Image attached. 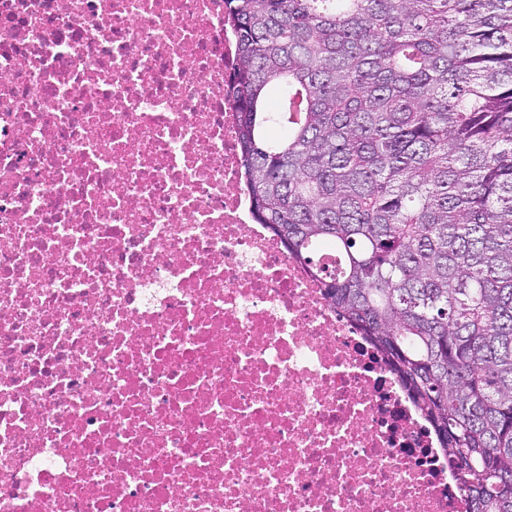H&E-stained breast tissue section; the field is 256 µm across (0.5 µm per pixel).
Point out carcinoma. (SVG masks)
Wrapping results in <instances>:
<instances>
[{"label": "carcinoma", "instance_id": "cac0c4a2", "mask_svg": "<svg viewBox=\"0 0 512 512\" xmlns=\"http://www.w3.org/2000/svg\"><path fill=\"white\" fill-rule=\"evenodd\" d=\"M224 13L254 221L381 354L470 512H512V0Z\"/></svg>", "mask_w": 512, "mask_h": 512}]
</instances>
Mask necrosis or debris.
I'll return each instance as SVG.
<instances>
[{"mask_svg":"<svg viewBox=\"0 0 512 512\" xmlns=\"http://www.w3.org/2000/svg\"><path fill=\"white\" fill-rule=\"evenodd\" d=\"M224 0H0V512H468L240 183Z\"/></svg>","mask_w":512,"mask_h":512,"instance_id":"necrosis-or-debris-1","label":"necrosis or debris"}]
</instances>
